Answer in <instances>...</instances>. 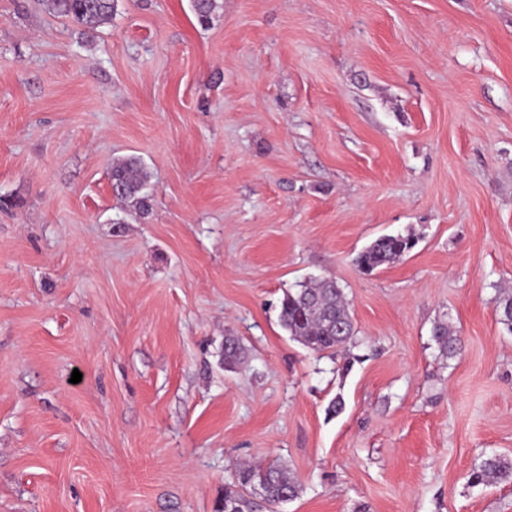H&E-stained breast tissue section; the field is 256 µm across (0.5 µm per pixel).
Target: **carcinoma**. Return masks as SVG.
I'll return each mask as SVG.
<instances>
[{"instance_id": "1", "label": "carcinoma", "mask_w": 512, "mask_h": 512, "mask_svg": "<svg viewBox=\"0 0 512 512\" xmlns=\"http://www.w3.org/2000/svg\"><path fill=\"white\" fill-rule=\"evenodd\" d=\"M50 13L64 17L87 29L94 30L112 21L115 0H39ZM216 0H192L194 13L201 23L209 22ZM110 179L114 195L134 209L145 212L151 198L144 192L149 175L140 159L127 157L112 164ZM414 234L387 235L377 238L363 251L356 263L366 272L388 265L409 253L416 245ZM500 321L512 332V292L505 291L497 302ZM280 323L292 339L318 355L335 356L355 336L349 304L342 288L333 278L316 279L284 294L280 305ZM433 338L442 355L450 358L457 353L458 336L446 321L433 327ZM245 357L244 347L234 336L224 341V363L233 365ZM476 484L512 480V459L492 455L481 461L469 474ZM261 485L265 503L274 509L285 497H296L300 485L282 464L267 467L245 466L235 473L234 483L224 489V500L238 505V512H254V502L248 497L252 486Z\"/></svg>"}]
</instances>
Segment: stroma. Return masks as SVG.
Listing matches in <instances>:
<instances>
[{
	"label": "stroma",
	"mask_w": 512,
	"mask_h": 512,
	"mask_svg": "<svg viewBox=\"0 0 512 512\" xmlns=\"http://www.w3.org/2000/svg\"><path fill=\"white\" fill-rule=\"evenodd\" d=\"M129 156L145 213L111 190ZM322 277L344 361L279 322ZM502 287L512 0H115L91 32L0 0V512H224L272 461L279 512H512L469 482L512 457ZM416 242L417 238L412 233L379 237L358 254L356 263L361 270L371 272L403 257L415 247ZM433 338L442 355L450 358L457 353L458 336L447 321H438L433 327ZM253 485H262L265 491V503L269 511L276 512L284 497L293 499L299 494L300 485L293 473L282 464H271L267 467L245 466L236 471L234 484L224 489V503L236 502L238 512H254V502L248 497ZM262 486H255L252 495L264 496Z\"/></svg>",
	"instance_id": "35a3bbf8"
}]
</instances>
